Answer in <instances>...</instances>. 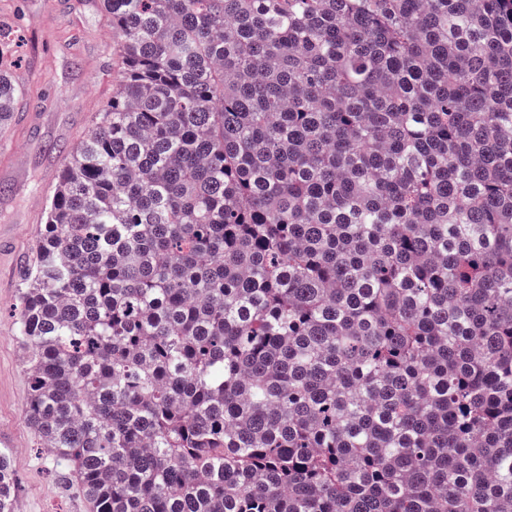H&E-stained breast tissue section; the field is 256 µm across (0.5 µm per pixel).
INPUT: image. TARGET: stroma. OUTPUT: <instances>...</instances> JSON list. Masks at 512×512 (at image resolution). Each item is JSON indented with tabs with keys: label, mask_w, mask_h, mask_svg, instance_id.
<instances>
[{
	"label": "stroma",
	"mask_w": 512,
	"mask_h": 512,
	"mask_svg": "<svg viewBox=\"0 0 512 512\" xmlns=\"http://www.w3.org/2000/svg\"><path fill=\"white\" fill-rule=\"evenodd\" d=\"M0 22L19 35L32 63L23 122L0 129V225L15 251L0 256V430L16 444L15 512H90L67 470L55 468L26 418L29 378L15 337L13 304L45 224L46 200L68 151L119 80V61L103 16L77 0H0Z\"/></svg>",
	"instance_id": "1"
}]
</instances>
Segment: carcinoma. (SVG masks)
I'll return each instance as SVG.
<instances>
[{"label":"carcinoma","mask_w":512,"mask_h":512,"mask_svg":"<svg viewBox=\"0 0 512 512\" xmlns=\"http://www.w3.org/2000/svg\"><path fill=\"white\" fill-rule=\"evenodd\" d=\"M80 4L121 78L15 316L92 512H512V0Z\"/></svg>","instance_id":"1"}]
</instances>
